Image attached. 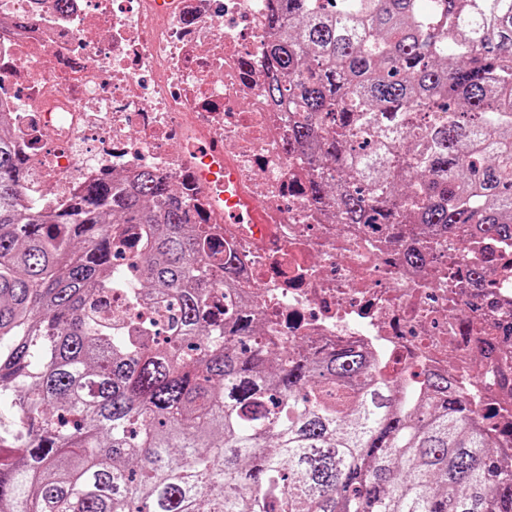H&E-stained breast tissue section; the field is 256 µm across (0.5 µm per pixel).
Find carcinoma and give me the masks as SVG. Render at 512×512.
Segmentation results:
<instances>
[{"mask_svg": "<svg viewBox=\"0 0 512 512\" xmlns=\"http://www.w3.org/2000/svg\"><path fill=\"white\" fill-rule=\"evenodd\" d=\"M268 98L346 224L512 240V0H274ZM0 131V512H512V469L442 376L414 402L358 351L274 360L224 242L150 170L48 213ZM137 227L126 264L112 235ZM165 312L112 317L104 297Z\"/></svg>", "mask_w": 512, "mask_h": 512, "instance_id": "carcinoma-1", "label": "carcinoma"}]
</instances>
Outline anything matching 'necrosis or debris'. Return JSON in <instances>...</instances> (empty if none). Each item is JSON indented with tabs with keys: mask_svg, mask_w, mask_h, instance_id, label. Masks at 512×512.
<instances>
[{
	"mask_svg": "<svg viewBox=\"0 0 512 512\" xmlns=\"http://www.w3.org/2000/svg\"><path fill=\"white\" fill-rule=\"evenodd\" d=\"M271 0H0V117L30 164L24 197L66 207L88 183L150 170L208 215L237 268L225 306L274 350L355 348L375 380L422 395L443 375L512 464V244L468 229L408 261L415 224H344L304 198L312 166L266 93ZM230 168L263 224H228L200 170ZM494 285L474 287L473 264Z\"/></svg>",
	"mask_w": 512,
	"mask_h": 512,
	"instance_id": "1",
	"label": "necrosis or debris"
}]
</instances>
